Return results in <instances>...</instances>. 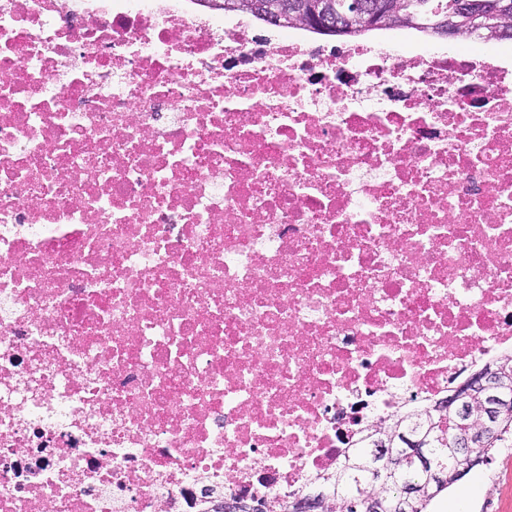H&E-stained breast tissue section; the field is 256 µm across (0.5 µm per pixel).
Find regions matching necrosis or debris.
Listing matches in <instances>:
<instances>
[{
    "label": "necrosis or debris",
    "mask_w": 512,
    "mask_h": 512,
    "mask_svg": "<svg viewBox=\"0 0 512 512\" xmlns=\"http://www.w3.org/2000/svg\"><path fill=\"white\" fill-rule=\"evenodd\" d=\"M0 0V512H278L512 353V42Z\"/></svg>",
    "instance_id": "necrosis-or-debris-1"
}]
</instances>
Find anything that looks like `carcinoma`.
<instances>
[{"instance_id": "1", "label": "carcinoma", "mask_w": 512, "mask_h": 512, "mask_svg": "<svg viewBox=\"0 0 512 512\" xmlns=\"http://www.w3.org/2000/svg\"><path fill=\"white\" fill-rule=\"evenodd\" d=\"M208 8H217L214 0H198ZM225 12H247L259 20L272 23L260 10H252L243 5L245 0H220ZM335 5L334 21L337 28L326 31L309 25L316 33L326 36H361L372 30L408 29L429 36L448 37L449 21L464 22L481 16L493 9L494 5L511 4L508 11L501 14L497 27L484 29L493 40H512V0H393L395 9L377 20L366 23L358 10L352 7L351 0H331ZM498 386L492 393L512 401V355L496 361ZM486 394L479 393L468 399V407L456 409L447 407L441 412L437 407L421 409L402 418L383 422L381 428L388 432L392 447L401 452L402 458L383 469L381 482L371 483L374 464L373 443L366 440L352 450L344 464L336 470L323 485L329 499L322 512H344L346 500L357 497L366 491L375 495L381 512H428L432 501L442 492L452 487L459 474L467 466V459L456 452L455 438L465 427L480 420L481 407ZM421 441L427 448V461L422 462L407 456L402 446L404 438ZM497 448H512V415L491 425L488 439L476 445L474 454L488 456ZM406 483L419 486L418 496L406 504L402 511L397 510L401 487Z\"/></svg>"}]
</instances>
